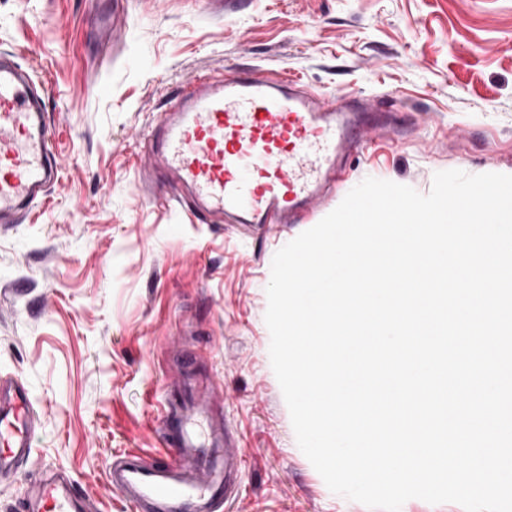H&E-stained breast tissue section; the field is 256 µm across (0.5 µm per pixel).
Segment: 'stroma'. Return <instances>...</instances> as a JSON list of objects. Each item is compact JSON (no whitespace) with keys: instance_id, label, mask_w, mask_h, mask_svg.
Here are the masks:
<instances>
[{"instance_id":"35a3bbf8","label":"stroma","mask_w":512,"mask_h":512,"mask_svg":"<svg viewBox=\"0 0 512 512\" xmlns=\"http://www.w3.org/2000/svg\"><path fill=\"white\" fill-rule=\"evenodd\" d=\"M115 27L110 45L98 28ZM43 83L60 179L0 232V374L23 379L40 427L0 482L11 512L61 466L97 512H130L106 482L122 453L160 452L168 385L190 358L224 389L244 450L218 512H368L300 450L265 323L274 254L363 179L429 192L436 172L512 175V0H0V52ZM377 101L410 127L367 141L347 180L291 227L189 223L137 188L132 136L190 76L239 69Z\"/></svg>"}]
</instances>
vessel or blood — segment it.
<instances>
[{
  "label": "vessel or blood",
  "mask_w": 512,
  "mask_h": 512,
  "mask_svg": "<svg viewBox=\"0 0 512 512\" xmlns=\"http://www.w3.org/2000/svg\"><path fill=\"white\" fill-rule=\"evenodd\" d=\"M398 137L368 102L343 107L297 80L240 70L187 79L147 132L136 135L139 180L151 201L182 204L194 217L234 224L304 223L338 188L365 136ZM32 70L0 52V229L23 223L59 179L60 162ZM219 383L169 400L163 452H129L107 480L133 512H216L238 485L242 450L217 416ZM34 399L20 378L0 376V480L33 454ZM21 512H90L92 497L59 473L41 477Z\"/></svg>",
  "instance_id": "1"
}]
</instances>
